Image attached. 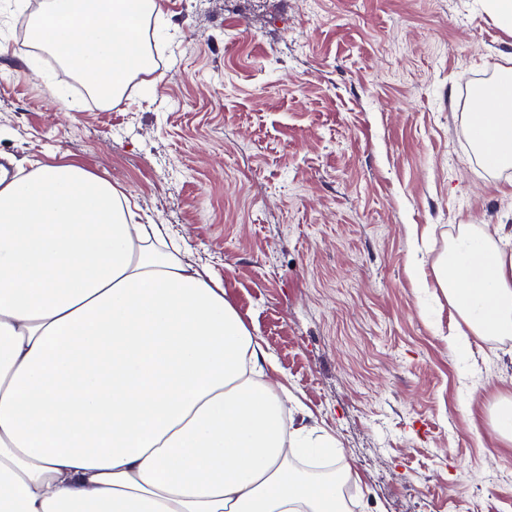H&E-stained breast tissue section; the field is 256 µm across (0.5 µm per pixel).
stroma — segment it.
I'll return each instance as SVG.
<instances>
[{"label":"stroma","mask_w":512,"mask_h":512,"mask_svg":"<svg viewBox=\"0 0 512 512\" xmlns=\"http://www.w3.org/2000/svg\"><path fill=\"white\" fill-rule=\"evenodd\" d=\"M160 2L154 81L109 108L21 39L38 0L1 7L0 158L80 162L180 235L335 436L349 512H512V338L457 355L412 271L467 227L512 252V166L469 129L512 36L484 0ZM493 429L498 437L512 444V403H501L496 410L493 419Z\"/></svg>","instance_id":"35a3bbf8"}]
</instances>
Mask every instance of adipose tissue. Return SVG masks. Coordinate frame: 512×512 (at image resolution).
<instances>
[{"mask_svg": "<svg viewBox=\"0 0 512 512\" xmlns=\"http://www.w3.org/2000/svg\"><path fill=\"white\" fill-rule=\"evenodd\" d=\"M158 0H48L28 40L110 106L152 71ZM471 124L512 165V69ZM164 224L81 163L0 176V512H344L336 482L291 466L338 449L288 421L271 354ZM461 322L451 349L512 336V256L460 233L432 273Z\"/></svg>", "mask_w": 512, "mask_h": 512, "instance_id": "obj_1", "label": "adipose tissue"}]
</instances>
